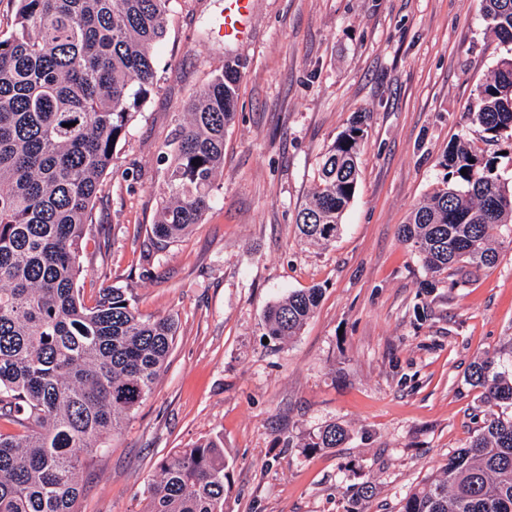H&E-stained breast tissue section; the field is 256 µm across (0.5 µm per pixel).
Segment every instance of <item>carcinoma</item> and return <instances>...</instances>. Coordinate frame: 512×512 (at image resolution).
Masks as SVG:
<instances>
[{"mask_svg":"<svg viewBox=\"0 0 512 512\" xmlns=\"http://www.w3.org/2000/svg\"><path fill=\"white\" fill-rule=\"evenodd\" d=\"M17 2L14 29L0 38V423L16 428L0 432V512H76L82 463L150 395L177 333L173 317L141 315L119 288L89 307L78 286L101 177L157 88L172 0ZM482 3L494 34L512 44V0ZM240 78L226 61L192 93L166 144L152 227L160 241L180 238L210 208ZM468 117L493 138L512 137V57L480 86ZM363 136L358 119L324 155L296 214L303 238L336 239ZM440 166L443 187L411 212L402 240L433 274L494 267L495 238H512V182L461 140ZM321 296L295 290L272 304L268 335H298ZM469 380L483 389L481 425L401 512H512V340L475 362ZM345 439L334 422L303 447ZM225 469L218 436L180 449L161 461L144 512H224Z\"/></svg>","mask_w":512,"mask_h":512,"instance_id":"1","label":"carcinoma"}]
</instances>
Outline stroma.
I'll return each instance as SVG.
<instances>
[{
    "label": "stroma",
    "instance_id": "obj_1",
    "mask_svg": "<svg viewBox=\"0 0 512 512\" xmlns=\"http://www.w3.org/2000/svg\"><path fill=\"white\" fill-rule=\"evenodd\" d=\"M225 4L174 0L157 88L102 178L84 301L119 288L178 331L150 396L82 467L77 512H144L160 462L211 436L224 440V512H400L483 417L472 363L512 339V245L455 284L398 237L441 188L456 137L512 179V140L466 118L507 48L481 0H254L244 42L218 35ZM228 60L241 78L212 207L163 244L160 156L189 94ZM357 118L354 198L336 241L310 244L296 213ZM313 287L299 335L268 337L267 308ZM332 422L341 447L303 449ZM365 484L374 494L357 500Z\"/></svg>",
    "mask_w": 512,
    "mask_h": 512
}]
</instances>
